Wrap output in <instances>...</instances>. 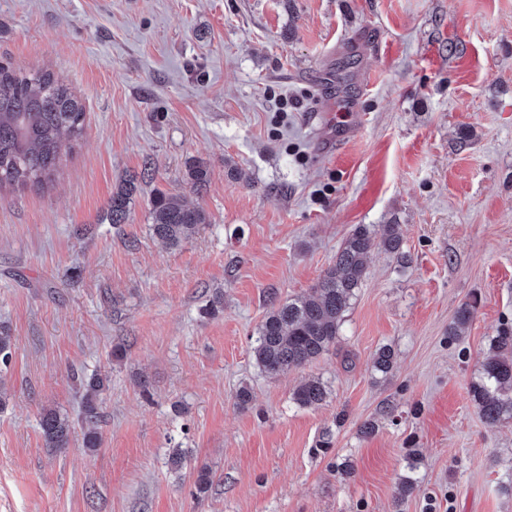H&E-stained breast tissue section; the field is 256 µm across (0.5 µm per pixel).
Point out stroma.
Segmentation results:
<instances>
[{"label":"stroma","mask_w":512,"mask_h":512,"mask_svg":"<svg viewBox=\"0 0 512 512\" xmlns=\"http://www.w3.org/2000/svg\"><path fill=\"white\" fill-rule=\"evenodd\" d=\"M0 63L52 72L85 111L51 182L0 188V512H512V420L470 397L512 328V0H0ZM323 73L352 75L356 102L330 152L309 110ZM133 175L127 221L99 223ZM158 190L210 217L180 247L152 234ZM359 224L401 225L409 263L374 250L335 347L262 373L273 303ZM75 370L111 376L92 450ZM309 378L329 395L302 408ZM45 408L74 421L69 447L45 448ZM327 396V385L320 379H311L296 387L292 399L299 407L311 408L321 405Z\"/></svg>","instance_id":"obj_1"}]
</instances>
